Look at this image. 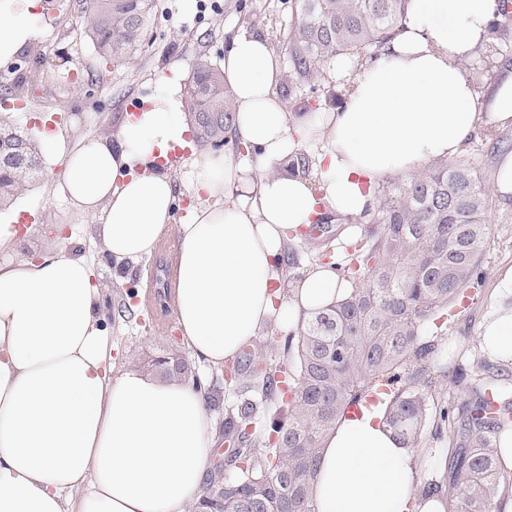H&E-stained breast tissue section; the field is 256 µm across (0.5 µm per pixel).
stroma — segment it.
Here are the masks:
<instances>
[{"mask_svg": "<svg viewBox=\"0 0 512 512\" xmlns=\"http://www.w3.org/2000/svg\"><path fill=\"white\" fill-rule=\"evenodd\" d=\"M245 3L239 12L202 16L196 0H155L141 50L130 60L104 63L83 31V0H54L53 9L43 13L37 39L7 67L0 68V119L25 126L35 113L57 117V124L35 129L34 134L40 142L57 137L69 148L113 134L131 103L152 93L160 71L175 65L182 80H189L199 58L222 62L225 44L243 30L275 42L277 30L288 18L286 0ZM24 76L30 79L27 89L21 96H11L9 87ZM42 159L41 178L10 207L0 210V224L13 223L19 217L32 222L33 230L18 247V254L28 255L35 249H79L102 288L103 326L114 369L144 368L161 353L182 348L172 305L156 302L146 313L139 305L145 285L154 282L157 264L171 261L174 237H167L165 248L141 261L131 277L116 278L91 218L79 214L57 191L62 171L58 154L46 150ZM458 160L480 169L486 188L493 191V207L488 214L491 231L480 277L466 288L454 307V319L439 338L450 376L433 397L449 405L468 394L467 383L455 381L452 373L468 367L481 353L479 336L485 318L497 303L512 302V292L498 285L500 272L512 267V194L493 190L501 157L479 132Z\"/></svg>", "mask_w": 512, "mask_h": 512, "instance_id": "stroma-1", "label": "stroma"}]
</instances>
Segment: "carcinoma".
Wrapping results in <instances>:
<instances>
[{"instance_id":"carcinoma-1","label":"carcinoma","mask_w":512,"mask_h":512,"mask_svg":"<svg viewBox=\"0 0 512 512\" xmlns=\"http://www.w3.org/2000/svg\"><path fill=\"white\" fill-rule=\"evenodd\" d=\"M280 29L288 58L286 91H321L326 64L341 56L373 60L400 31L411 0H299ZM154 0H85L82 23L96 53L114 62L141 46ZM480 52L489 67L512 48V32ZM186 106L203 147L227 144L235 106L224 73L197 63ZM41 155L23 128L0 121V199L22 191L36 169L15 159ZM315 155L300 150L281 168L307 179ZM272 169L276 173L281 170ZM375 209L361 217L322 214L321 256L343 248L332 266L351 281L343 302L314 312L297 332L277 336L224 365V439L235 444L214 464L199 512H313L310 482L325 434L347 408L366 400L386 378L384 422L410 448L431 419L452 421L456 451L446 494L454 512H493L501 483L497 437L512 427V367L483 359L470 366L473 386L453 409L429 401L432 364L440 360L431 329L464 294L490 234L488 192L469 164L440 160L403 182L373 189ZM164 377L200 379L177 352L152 361Z\"/></svg>"}]
</instances>
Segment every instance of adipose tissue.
Masks as SVG:
<instances>
[{"label":"adipose tissue","mask_w":512,"mask_h":512,"mask_svg":"<svg viewBox=\"0 0 512 512\" xmlns=\"http://www.w3.org/2000/svg\"><path fill=\"white\" fill-rule=\"evenodd\" d=\"M39 0H0V66L30 45ZM499 0H412L404 28L378 58L333 62L351 90L343 106L290 112L270 45L242 31L222 70L235 101L231 135L248 150L193 161L204 200L177 218L176 180L161 161L188 146L177 66L157 76L139 112L111 137L77 148L52 141L59 193L116 263L138 264L176 236L174 307L184 344L214 368L261 328H297L347 296L330 267L285 293L287 232L326 212L361 217L371 188L459 155L476 124L512 126V73L481 101L465 69L491 39ZM313 151L318 181L274 173ZM101 290L72 250L0 260V512H186L197 502L217 438L204 396L177 378L114 372ZM491 357L512 358V306L481 328ZM444 459L404 447L376 411L342 417L326 436L310 492L315 512H448Z\"/></svg>","instance_id":"1"}]
</instances>
